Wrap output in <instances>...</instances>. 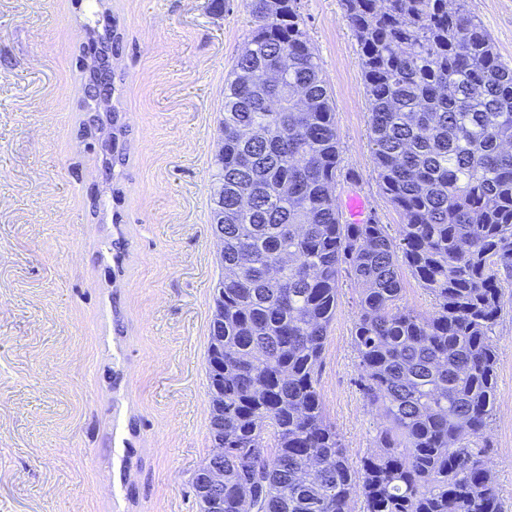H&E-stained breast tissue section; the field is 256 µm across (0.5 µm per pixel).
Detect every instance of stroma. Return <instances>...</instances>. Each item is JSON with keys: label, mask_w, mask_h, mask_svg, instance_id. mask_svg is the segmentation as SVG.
<instances>
[{"label": "stroma", "mask_w": 512, "mask_h": 512, "mask_svg": "<svg viewBox=\"0 0 512 512\" xmlns=\"http://www.w3.org/2000/svg\"><path fill=\"white\" fill-rule=\"evenodd\" d=\"M336 111L342 175L382 223L356 38L340 0H299ZM512 63V0H466ZM112 28L127 156L105 180L80 130L85 27ZM243 0H0V512H199L209 452L206 350L220 269L210 224L224 83L248 41ZM357 294L341 276L317 390L353 460L380 418L359 389ZM495 400L482 442L512 512V304L495 328ZM125 368L133 410L112 419ZM139 438L112 485V433Z\"/></svg>", "instance_id": "obj_1"}]
</instances>
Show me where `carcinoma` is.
Listing matches in <instances>:
<instances>
[{
  "label": "carcinoma",
  "mask_w": 512,
  "mask_h": 512,
  "mask_svg": "<svg viewBox=\"0 0 512 512\" xmlns=\"http://www.w3.org/2000/svg\"><path fill=\"white\" fill-rule=\"evenodd\" d=\"M341 2L379 189L402 222L343 220L336 112L298 0H245L255 29L211 162L224 256L207 459L224 462V512H351L355 496L364 512H503L478 439L512 281V66L465 0ZM99 152L108 173L126 160L115 137ZM403 265L432 313L403 302ZM344 272L361 393L381 418L378 452L357 463L316 377Z\"/></svg>",
  "instance_id": "1"
}]
</instances>
